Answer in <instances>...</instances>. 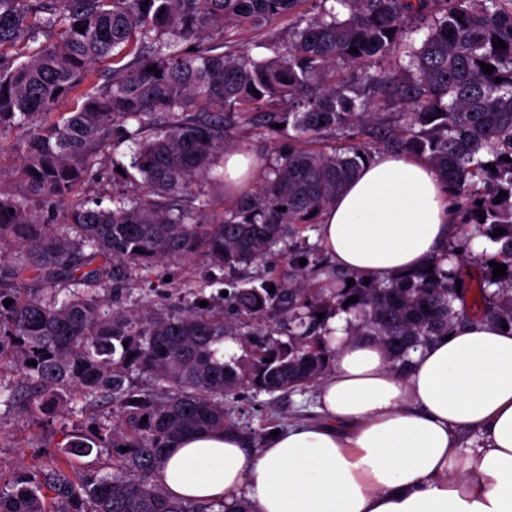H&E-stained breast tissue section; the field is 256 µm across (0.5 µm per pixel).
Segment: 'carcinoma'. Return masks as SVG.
Returning <instances> with one entry per match:
<instances>
[{"label":"carcinoma","instance_id":"carcinoma-1","mask_svg":"<svg viewBox=\"0 0 512 512\" xmlns=\"http://www.w3.org/2000/svg\"><path fill=\"white\" fill-rule=\"evenodd\" d=\"M284 15L293 23L287 42L270 45L274 56L257 60L245 44L222 51L228 30ZM500 39L505 47L493 48ZM117 49L133 58L119 64ZM379 98L393 122L369 111ZM274 106L292 118L294 144L234 209L211 211L194 189L224 186V152L237 148L226 119ZM23 125L31 194L66 200L99 155L124 143L148 194L114 196L110 208L72 201L50 225L0 188V242L18 250L0 264V373L15 376L0 397L37 420L84 414L57 447L112 452L104 476L68 459L18 471L0 490V512H252L244 499L168 494L156 476L162 455L186 435L235 428L245 391L324 378L333 310L351 315L347 335L374 337L400 371L410 351L463 321L512 328V161L503 160L512 158V0H0V136ZM325 133L339 145L313 147ZM393 144L453 190L458 239L430 272L307 283L294 238ZM471 226L496 248L479 256L475 287L443 268L470 253ZM276 249L291 255L293 273L234 289L231 320L200 306L193 285L197 301L173 314L168 302L121 303L134 277L162 263L202 256L231 274ZM491 261L506 275L493 278ZM226 339L243 354L225 359Z\"/></svg>","mask_w":512,"mask_h":512}]
</instances>
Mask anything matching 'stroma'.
I'll return each instance as SVG.
<instances>
[{"label": "stroma", "mask_w": 512, "mask_h": 512, "mask_svg": "<svg viewBox=\"0 0 512 512\" xmlns=\"http://www.w3.org/2000/svg\"><path fill=\"white\" fill-rule=\"evenodd\" d=\"M229 134L241 145L256 152L262 166H269L277 151L287 149L292 143L294 131L286 126L276 128L263 123H236L230 126ZM25 133L15 129L0 136V186L20 197H28L18 166L19 148ZM96 173L75 192L76 200L94 205L109 200L117 194L130 197L145 195L141 178L113 169L109 156H101L95 166ZM29 199L34 212L44 218L62 222V210L48 207L38 198ZM211 279L208 291L217 295L230 289L235 275L210 267L204 258L198 257L185 263L161 265L143 274L134 285L133 299L169 291L175 301L189 305L194 297L182 285L189 280ZM317 388L310 385L297 391L268 395L244 394L234 407L233 420L243 427L256 431L268 429L270 424L286 426L315 418ZM74 417L64 413L58 416L49 430H42L22 419L16 408L0 404V487L5 486L19 467H43L44 459L38 458L37 448L41 445H56L62 439L64 430L70 429Z\"/></svg>", "instance_id": "35a3bbf8"}]
</instances>
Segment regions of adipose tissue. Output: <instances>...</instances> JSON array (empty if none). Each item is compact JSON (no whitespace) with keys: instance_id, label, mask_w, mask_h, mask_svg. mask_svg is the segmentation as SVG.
<instances>
[{"instance_id":"obj_1","label":"adipose tissue","mask_w":512,"mask_h":512,"mask_svg":"<svg viewBox=\"0 0 512 512\" xmlns=\"http://www.w3.org/2000/svg\"><path fill=\"white\" fill-rule=\"evenodd\" d=\"M258 165L225 153L224 194L239 198ZM450 194L424 159L373 155L320 217V244L361 278L415 272L454 235ZM369 337L339 343L318 389V420L259 445L233 430L169 449L158 478L195 502L242 497L253 512H512V331L461 323L411 352L405 373ZM484 444L463 475L459 433Z\"/></svg>"}]
</instances>
